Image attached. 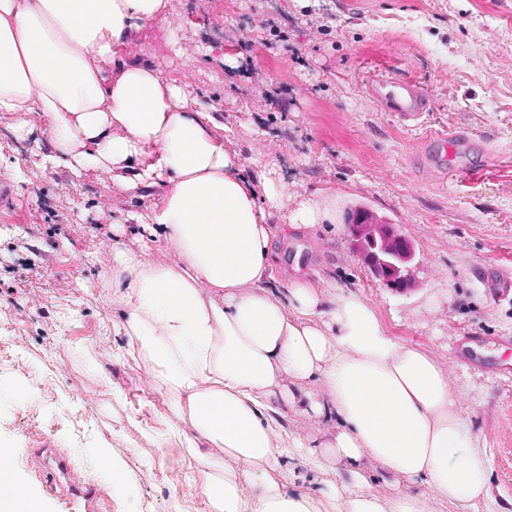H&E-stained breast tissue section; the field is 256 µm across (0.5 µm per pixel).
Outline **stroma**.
Listing matches in <instances>:
<instances>
[{
	"label": "stroma",
	"mask_w": 512,
	"mask_h": 512,
	"mask_svg": "<svg viewBox=\"0 0 512 512\" xmlns=\"http://www.w3.org/2000/svg\"><path fill=\"white\" fill-rule=\"evenodd\" d=\"M133 30L122 59L179 85L209 113L244 175L268 161L288 186L268 223L332 196L337 224L274 243L271 287L321 276L373 306L394 341L429 352L452 382L491 471V505L512 501V0H165ZM410 79L429 94L403 127L367 96L372 80ZM30 132L0 112V445L44 512L48 452L96 486L101 512H208L202 475L174 433L168 398L124 354L120 306L105 284L112 251L139 252L162 186L47 161L39 113ZM482 141L435 166L437 135ZM365 206L415 246L416 285L398 294L352 251L346 222ZM331 414L285 412L284 434L318 446ZM111 455L112 487L97 461Z\"/></svg>",
	"instance_id": "stroma-1"
}]
</instances>
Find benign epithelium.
Listing matches in <instances>:
<instances>
[{"label":"benign epithelium","mask_w":512,"mask_h":512,"mask_svg":"<svg viewBox=\"0 0 512 512\" xmlns=\"http://www.w3.org/2000/svg\"><path fill=\"white\" fill-rule=\"evenodd\" d=\"M347 232L354 252L376 280L395 293L413 288L408 264L413 259L414 246L395 225L359 208L348 217Z\"/></svg>","instance_id":"benign-epithelium-1"}]
</instances>
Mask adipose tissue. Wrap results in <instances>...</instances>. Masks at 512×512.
Listing matches in <instances>:
<instances>
[{"label": "adipose tissue", "mask_w": 512, "mask_h": 512, "mask_svg": "<svg viewBox=\"0 0 512 512\" xmlns=\"http://www.w3.org/2000/svg\"><path fill=\"white\" fill-rule=\"evenodd\" d=\"M164 0H0V112L17 130L38 112L53 164L126 170L164 187L143 227L144 250L112 256L126 352L141 362L185 426L209 512H427L417 496L371 489L368 465L424 480L455 512L490 499L477 449L447 373L426 351L392 340L360 297L302 276L287 297L270 289L278 234L266 210L288 195L268 162L254 177L214 138L210 116L147 66L124 67L130 32ZM151 164L141 159L148 149ZM163 242L171 262L147 247ZM335 413L318 453L281 440L284 410ZM311 455L347 477L313 493L289 489L279 459ZM0 445V512H43Z\"/></svg>", "instance_id": "ef3b65f1"}]
</instances>
